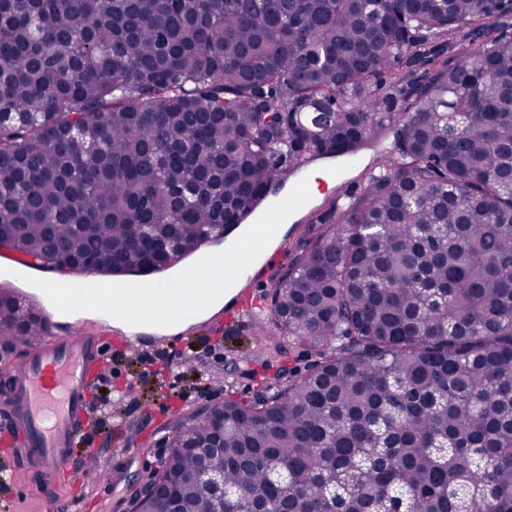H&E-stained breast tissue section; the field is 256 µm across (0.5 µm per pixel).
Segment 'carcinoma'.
I'll return each mask as SVG.
<instances>
[{
	"label": "carcinoma",
	"instance_id": "carcinoma-1",
	"mask_svg": "<svg viewBox=\"0 0 512 512\" xmlns=\"http://www.w3.org/2000/svg\"><path fill=\"white\" fill-rule=\"evenodd\" d=\"M0 110V246L102 274L391 133L273 284L310 369L192 414L164 479L211 512L183 443L222 414L224 512H512V0H0Z\"/></svg>",
	"mask_w": 512,
	"mask_h": 512
}]
</instances>
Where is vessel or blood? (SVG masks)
<instances>
[{"mask_svg":"<svg viewBox=\"0 0 512 512\" xmlns=\"http://www.w3.org/2000/svg\"><path fill=\"white\" fill-rule=\"evenodd\" d=\"M304 202V197L296 194L261 199L243 218L249 226L248 235L234 230L226 233L228 247L219 253L220 264L206 269L201 259L188 262L191 279L204 283L196 291L198 299H205L208 289L224 290L229 296L224 305L225 320L236 321L244 304L254 300L256 288L269 283L272 270L285 254L284 246L271 243L281 214L300 208ZM34 267L42 272L44 282L54 283V269L40 264L36 257L11 250L0 253L1 270ZM132 279L148 280L149 289L105 297L93 273L74 271L69 293L73 300L98 302L137 321L153 319L158 308L185 304V291L165 270H155L146 278L136 273ZM101 361L100 337L80 330L31 347L10 372L7 402L14 414L7 422L24 445L21 467L34 469L41 478L43 512H61L63 508L52 476L65 466L81 469L98 456L93 449L75 459L69 450L92 418L87 396L100 373Z\"/></svg>","mask_w":512,"mask_h":512,"instance_id":"b4317fda","label":"vessel or blood"}]
</instances>
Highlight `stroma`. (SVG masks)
Here are the masks:
<instances>
[{
  "mask_svg": "<svg viewBox=\"0 0 512 512\" xmlns=\"http://www.w3.org/2000/svg\"><path fill=\"white\" fill-rule=\"evenodd\" d=\"M388 146L383 140L344 161H320L332 184L314 197L312 208L322 211L335 197L337 185L370 170L373 159ZM78 323L100 334L104 360L112 370L111 388L97 391L110 399L112 439L105 442L92 434L73 448L80 455L108 446V469L102 474L87 471L77 481L66 470L55 477L59 496L77 502L78 512H131L132 499L147 474L167 456V435L178 421L206 405L250 400L288 372L305 373L311 364L306 347H276L271 338L260 335V320L245 313L229 325L223 315H216L158 345L144 337L143 349L153 357L144 364L136 362L131 349L122 347L119 330L93 318L82 317ZM16 448V443L0 440V472L9 476L6 484H0V512H38V479L18 470Z\"/></svg>",
  "mask_w": 512,
  "mask_h": 512,
  "instance_id": "obj_1",
  "label": "stroma"
}]
</instances>
